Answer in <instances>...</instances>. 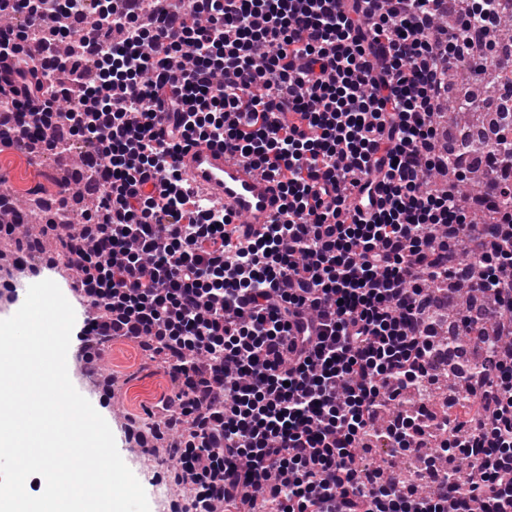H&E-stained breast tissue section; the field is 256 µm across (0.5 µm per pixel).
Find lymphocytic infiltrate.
Masks as SVG:
<instances>
[{"mask_svg": "<svg viewBox=\"0 0 512 512\" xmlns=\"http://www.w3.org/2000/svg\"><path fill=\"white\" fill-rule=\"evenodd\" d=\"M110 0L68 55L15 52L0 31V127L45 109L102 189L68 232L91 330L162 358L182 435L171 512H512V124L486 151L441 147L448 72L482 71L512 0ZM56 45L53 10L11 0ZM117 64L106 80L99 60ZM204 143L273 176L282 205L241 240L178 165ZM482 165L490 221L457 183ZM479 293L459 322L485 354L432 437L449 462L424 491L372 443L408 452L403 397H428L444 299Z\"/></svg>", "mask_w": 512, "mask_h": 512, "instance_id": "1", "label": "lymphocytic infiltrate"}]
</instances>
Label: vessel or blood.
<instances>
[{
	"mask_svg": "<svg viewBox=\"0 0 512 512\" xmlns=\"http://www.w3.org/2000/svg\"><path fill=\"white\" fill-rule=\"evenodd\" d=\"M180 163L201 198L237 216L241 233L257 235L278 214L281 200L276 179L235 156L201 143L182 154ZM39 272V264L30 263L27 276L12 282L9 296L13 307H21Z\"/></svg>",
	"mask_w": 512,
	"mask_h": 512,
	"instance_id": "vessel-or-blood-1",
	"label": "vessel or blood"
}]
</instances>
